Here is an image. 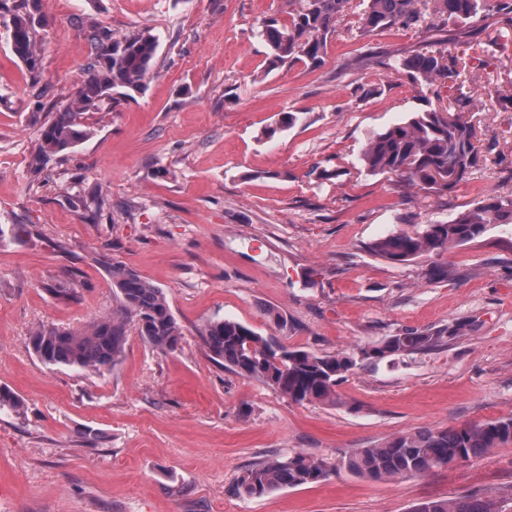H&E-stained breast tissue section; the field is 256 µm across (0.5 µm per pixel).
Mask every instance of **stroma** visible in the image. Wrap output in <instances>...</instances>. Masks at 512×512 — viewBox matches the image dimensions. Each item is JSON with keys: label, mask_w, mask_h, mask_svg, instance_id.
<instances>
[{"label": "stroma", "mask_w": 512, "mask_h": 512, "mask_svg": "<svg viewBox=\"0 0 512 512\" xmlns=\"http://www.w3.org/2000/svg\"><path fill=\"white\" fill-rule=\"evenodd\" d=\"M301 0H44L32 76L0 24V512H410L469 491L512 496V447L421 478L372 481L344 453L419 428L512 416V224L440 255L393 263L371 244L512 195V19L433 17L361 32L339 19L321 63L269 68L265 19ZM158 41L146 91L82 114L91 136L34 173L38 131L85 76L92 26ZM439 49L470 60L465 89L391 69ZM432 107L463 112L478 160L448 193L361 161L375 133ZM298 123L274 126L282 113ZM165 293L182 332L163 352L130 331L112 370L44 365L39 325L80 328L117 303L106 262ZM444 266L448 276L428 272ZM70 283L56 302L44 282ZM283 315L274 323L269 311ZM228 318L315 353L405 329L465 328L448 345L347 375L327 403L297 404L214 363L199 331ZM336 465L330 480L262 497L237 480L271 456Z\"/></svg>", "instance_id": "obj_1"}]
</instances>
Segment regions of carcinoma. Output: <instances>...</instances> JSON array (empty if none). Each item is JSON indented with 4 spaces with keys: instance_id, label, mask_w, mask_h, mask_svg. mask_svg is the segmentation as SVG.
<instances>
[{
    "instance_id": "obj_1",
    "label": "carcinoma",
    "mask_w": 512,
    "mask_h": 512,
    "mask_svg": "<svg viewBox=\"0 0 512 512\" xmlns=\"http://www.w3.org/2000/svg\"><path fill=\"white\" fill-rule=\"evenodd\" d=\"M351 0H303L289 22L264 23L261 36L274 68L305 57L318 63L328 39L336 32L338 18L350 9ZM362 30L416 26L430 16H447L463 23L478 21L490 12L512 14V0H362ZM6 10L13 55L31 73L41 66L42 31L46 26L43 0H0ZM93 53L86 75L70 101L51 113L39 129L35 164L74 148L91 135L77 121L84 112L97 110L107 100L118 102L145 90L157 39L148 32L115 37L102 30L93 35ZM390 67L416 80L443 82L461 88L459 79L466 61L447 50H436L393 60ZM475 129L462 113L453 116L440 109L416 112L407 121L373 135L362 162L373 174L391 173L412 185L445 194L461 182L477 162ZM447 171L453 178L440 183L436 175ZM492 224H512V195H488L453 220L427 224L415 234L390 233L371 245V251L392 262H407L426 254L475 240ZM115 288L117 308L85 330L39 327L28 337V346L46 366H67L103 373L124 353L127 325L153 347L173 352L181 331L162 289L119 263L107 264ZM44 290L58 302L79 299L78 289L51 281ZM464 325L439 330L406 329L372 347L316 354L302 349L274 346L250 328L231 319L206 323L201 336L218 365L244 377L257 379L289 400L326 402L336 396V386L347 374L375 361L423 353L447 344ZM18 395L0 387V412H17ZM512 445V417L464 424L445 429L421 428L403 432L385 442L346 453L341 467L370 480L424 477L437 468L465 463L495 448ZM336 469L301 452L275 456L254 465L237 482L235 493L261 497L281 488L318 484ZM411 512H502L496 503L477 492L448 499H428Z\"/></svg>"
}]
</instances>
